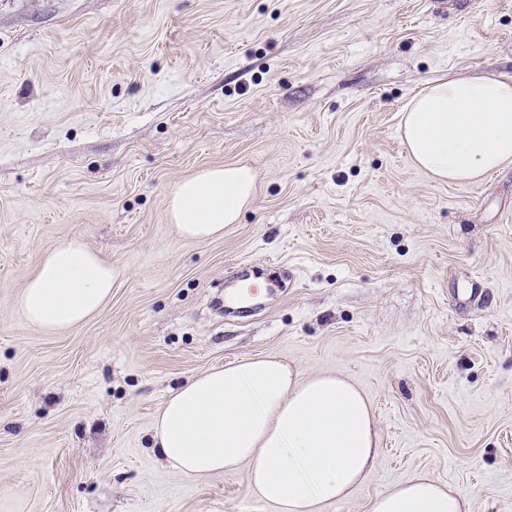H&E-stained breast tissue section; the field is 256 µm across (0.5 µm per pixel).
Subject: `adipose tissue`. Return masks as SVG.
I'll return each instance as SVG.
<instances>
[{"label":"adipose tissue","mask_w":512,"mask_h":512,"mask_svg":"<svg viewBox=\"0 0 512 512\" xmlns=\"http://www.w3.org/2000/svg\"><path fill=\"white\" fill-rule=\"evenodd\" d=\"M401 131L421 170L448 183H474L512 163V78L429 81L403 108ZM247 166H216L181 181L169 202L178 235L223 237L254 200ZM112 265L82 241L47 250L21 290L25 321L61 333L112 299ZM153 446L188 478L244 471L272 512H321L347 498L374 469L378 433L364 392L332 373L305 374L272 355L213 367L172 392L156 412ZM371 512H470L469 497L428 475L395 485Z\"/></svg>","instance_id":"obj_1"}]
</instances>
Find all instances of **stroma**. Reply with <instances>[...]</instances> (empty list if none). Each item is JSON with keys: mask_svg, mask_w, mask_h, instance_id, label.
I'll use <instances>...</instances> for the list:
<instances>
[{"mask_svg": "<svg viewBox=\"0 0 512 512\" xmlns=\"http://www.w3.org/2000/svg\"><path fill=\"white\" fill-rule=\"evenodd\" d=\"M454 74L512 77V0H0V493L271 512L244 472H175L151 427L198 373L273 355L376 413L375 469L322 512L421 474L512 512V163L441 183L400 133ZM236 164L253 205L181 239L173 189ZM75 238L111 262L112 299L49 334L17 297Z\"/></svg>", "mask_w": 512, "mask_h": 512, "instance_id": "stroma-1", "label": "stroma"}]
</instances>
